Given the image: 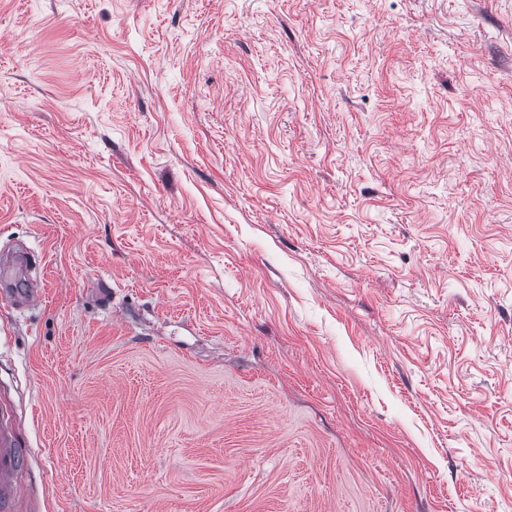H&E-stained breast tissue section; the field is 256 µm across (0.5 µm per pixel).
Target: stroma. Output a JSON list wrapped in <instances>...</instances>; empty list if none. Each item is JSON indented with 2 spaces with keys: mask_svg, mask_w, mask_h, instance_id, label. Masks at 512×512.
<instances>
[{
  "mask_svg": "<svg viewBox=\"0 0 512 512\" xmlns=\"http://www.w3.org/2000/svg\"><path fill=\"white\" fill-rule=\"evenodd\" d=\"M3 414L14 512H512V0H0Z\"/></svg>",
  "mask_w": 512,
  "mask_h": 512,
  "instance_id": "stroma-1",
  "label": "stroma"
}]
</instances>
